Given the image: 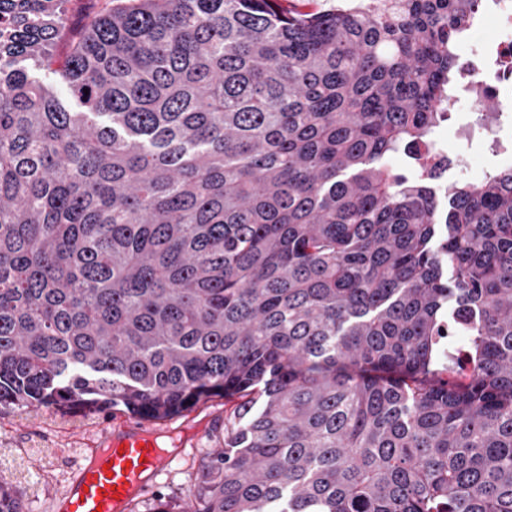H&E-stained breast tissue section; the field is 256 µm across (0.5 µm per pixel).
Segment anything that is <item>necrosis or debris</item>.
Masks as SVG:
<instances>
[{
    "mask_svg": "<svg viewBox=\"0 0 512 512\" xmlns=\"http://www.w3.org/2000/svg\"><path fill=\"white\" fill-rule=\"evenodd\" d=\"M494 22L497 33L492 40L471 37L459 47L462 85L449 104L456 116V149H449L442 134L430 140L432 159L452 157L456 167L468 169L479 149L485 148L494 160L493 168L512 165V0H491L479 17L478 26ZM502 103V110L475 111L476 90Z\"/></svg>",
    "mask_w": 512,
    "mask_h": 512,
    "instance_id": "necrosis-or-debris-1",
    "label": "necrosis or debris"
}]
</instances>
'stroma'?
I'll list each match as a JSON object with an SVG mask.
<instances>
[{
	"label": "stroma",
	"instance_id": "obj_1",
	"mask_svg": "<svg viewBox=\"0 0 512 512\" xmlns=\"http://www.w3.org/2000/svg\"><path fill=\"white\" fill-rule=\"evenodd\" d=\"M234 401L215 398L190 413L160 421L161 447L178 444L180 457L139 501L141 512L159 502L184 505L192 499L207 457L224 443V422ZM104 415L0 406V475L16 488L24 512H56L65 493L72 464L107 423ZM202 432L198 445L190 435Z\"/></svg>",
	"mask_w": 512,
	"mask_h": 512
}]
</instances>
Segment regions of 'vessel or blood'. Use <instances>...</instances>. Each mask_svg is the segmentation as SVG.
<instances>
[{
  "mask_svg": "<svg viewBox=\"0 0 512 512\" xmlns=\"http://www.w3.org/2000/svg\"><path fill=\"white\" fill-rule=\"evenodd\" d=\"M175 460L157 445L152 424L105 428L96 448L76 464L59 512H128Z\"/></svg>",
  "mask_w": 512,
  "mask_h": 512,
  "instance_id": "obj_1",
  "label": "vessel or blood"
}]
</instances>
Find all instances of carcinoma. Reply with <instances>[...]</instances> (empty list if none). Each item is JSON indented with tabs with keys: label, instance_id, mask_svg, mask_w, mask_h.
<instances>
[{
	"label": "carcinoma",
	"instance_id": "1",
	"mask_svg": "<svg viewBox=\"0 0 512 512\" xmlns=\"http://www.w3.org/2000/svg\"><path fill=\"white\" fill-rule=\"evenodd\" d=\"M69 3L0 0V406L240 398L192 512H512V167L384 163L483 0Z\"/></svg>",
	"mask_w": 512,
	"mask_h": 512
}]
</instances>
